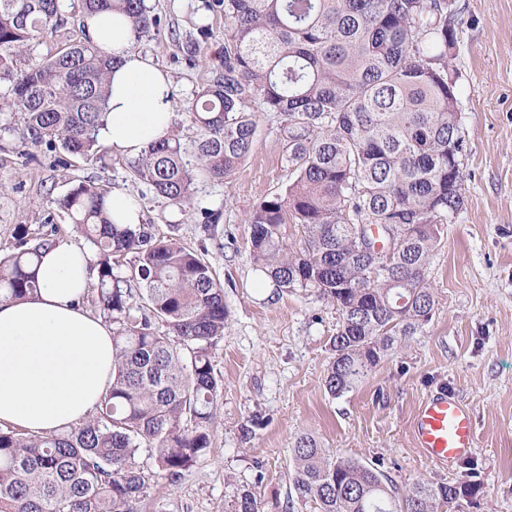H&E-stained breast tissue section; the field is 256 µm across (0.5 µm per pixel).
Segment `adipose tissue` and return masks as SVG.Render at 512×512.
I'll return each mask as SVG.
<instances>
[{
	"label": "adipose tissue",
	"instance_id": "ef3b65f1",
	"mask_svg": "<svg viewBox=\"0 0 512 512\" xmlns=\"http://www.w3.org/2000/svg\"><path fill=\"white\" fill-rule=\"evenodd\" d=\"M88 39L120 56L110 76L100 131L113 151L135 156L174 124L171 81L151 58L134 51L127 18L88 13ZM94 257L80 245L58 243L43 252L37 293L0 303V425L38 434L79 424L112 381V327L83 305Z\"/></svg>",
	"mask_w": 512,
	"mask_h": 512
}]
</instances>
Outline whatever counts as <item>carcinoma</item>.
<instances>
[{
	"label": "carcinoma",
	"instance_id": "1",
	"mask_svg": "<svg viewBox=\"0 0 512 512\" xmlns=\"http://www.w3.org/2000/svg\"><path fill=\"white\" fill-rule=\"evenodd\" d=\"M224 9V74L201 85L184 114L193 151L170 133L144 150L134 175L168 205L192 200L198 173L224 183L247 156L255 113L280 123L288 185L247 219L256 270L279 288L312 289L342 318L324 386L340 395L366 379L394 344L432 317L430 262L438 225L464 205L466 152L450 60L456 0H215ZM60 0H0V77L24 114L22 137L84 160L100 158L109 75L118 64L79 40L16 67L14 50L53 31ZM117 12L137 37L158 24L145 0H82ZM110 191L80 183L58 200L94 246L88 292L112 325V386L86 421L34 435L0 429V512H136L151 487L146 448L175 480L211 444L223 381L210 351L224 337V287L197 252L115 224ZM303 230L288 251L285 224ZM395 241L392 262L374 251ZM56 229L23 231L0 257V302L37 291L31 267ZM133 256L126 272L120 261ZM291 482L317 512H437L478 484L416 482L403 497L383 474L339 458L311 436L292 448ZM227 512H261L244 490Z\"/></svg>",
	"mask_w": 512,
	"mask_h": 512
}]
</instances>
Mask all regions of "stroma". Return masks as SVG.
Wrapping results in <instances>:
<instances>
[{"label":"stroma","mask_w":512,"mask_h":512,"mask_svg":"<svg viewBox=\"0 0 512 512\" xmlns=\"http://www.w3.org/2000/svg\"><path fill=\"white\" fill-rule=\"evenodd\" d=\"M210 0H146L160 24L134 48L167 72L176 132L194 131L183 114L195 90L222 71L224 15ZM462 24L452 67L458 76L465 204L440 225L429 280L430 322L394 347L362 383L330 395L324 377L330 339L340 323L335 303L311 290L283 289L255 270L250 209L288 182L278 121L258 114L250 153L217 184L198 177L190 206L173 209L132 172L134 158L104 149L84 161L20 135L23 116L0 79V246L58 226L60 240L83 244L57 205L81 182L131 194L141 228L199 250L224 287L229 311L212 351L224 383L211 445L176 483L159 479L138 512H224L237 490L252 491L262 512H315L289 480L297 437L314 436L336 456L384 474L398 492L418 481H464L461 463L437 465L413 437L421 404L440 389L473 411L472 454L479 490L456 512H512V0H456ZM80 0H62L53 34L20 49L18 67L84 39ZM196 54H188V43ZM221 216L207 233L200 212Z\"/></svg>","instance_id":"35a3bbf8"}]
</instances>
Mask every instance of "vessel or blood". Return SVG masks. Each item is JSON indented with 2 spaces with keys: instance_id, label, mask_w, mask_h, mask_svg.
I'll use <instances>...</instances> for the list:
<instances>
[{
  "instance_id": "obj_1",
  "label": "vessel or blood",
  "mask_w": 512,
  "mask_h": 512,
  "mask_svg": "<svg viewBox=\"0 0 512 512\" xmlns=\"http://www.w3.org/2000/svg\"><path fill=\"white\" fill-rule=\"evenodd\" d=\"M413 435L433 463L448 465L478 446L472 412L454 394H432L417 412Z\"/></svg>"
}]
</instances>
